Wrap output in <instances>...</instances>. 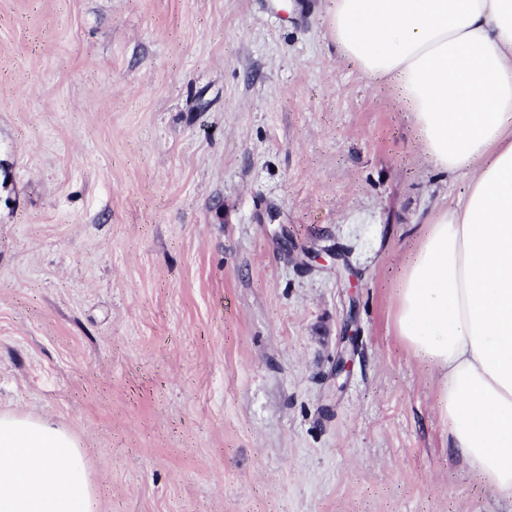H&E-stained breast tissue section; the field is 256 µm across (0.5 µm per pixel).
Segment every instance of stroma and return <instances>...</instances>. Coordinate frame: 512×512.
<instances>
[{"label":"stroma","instance_id":"stroma-1","mask_svg":"<svg viewBox=\"0 0 512 512\" xmlns=\"http://www.w3.org/2000/svg\"><path fill=\"white\" fill-rule=\"evenodd\" d=\"M330 6L0 0V411L74 434L97 512H512L392 322L467 179Z\"/></svg>","mask_w":512,"mask_h":512}]
</instances>
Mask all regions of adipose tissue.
Listing matches in <instances>:
<instances>
[{"label":"adipose tissue","instance_id":"ef3b65f1","mask_svg":"<svg viewBox=\"0 0 512 512\" xmlns=\"http://www.w3.org/2000/svg\"><path fill=\"white\" fill-rule=\"evenodd\" d=\"M328 24L342 55L393 83L425 158L471 175L407 254L393 322L434 376L451 451L512 499V0H331ZM0 512H93L70 432L0 413Z\"/></svg>","mask_w":512,"mask_h":512}]
</instances>
